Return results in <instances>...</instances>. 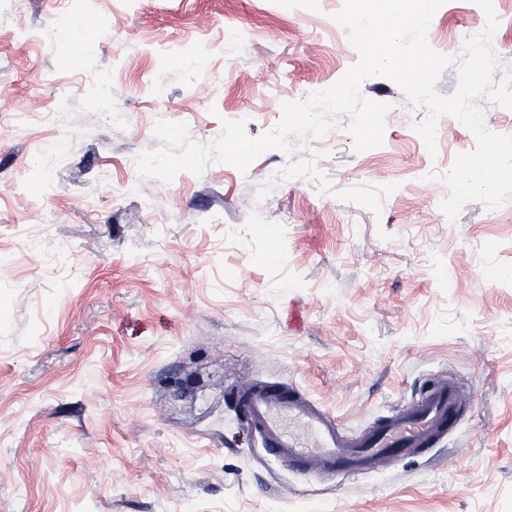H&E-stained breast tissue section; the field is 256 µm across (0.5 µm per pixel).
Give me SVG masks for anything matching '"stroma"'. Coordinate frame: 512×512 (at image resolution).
Wrapping results in <instances>:
<instances>
[{
  "label": "stroma",
  "mask_w": 512,
  "mask_h": 512,
  "mask_svg": "<svg viewBox=\"0 0 512 512\" xmlns=\"http://www.w3.org/2000/svg\"><path fill=\"white\" fill-rule=\"evenodd\" d=\"M336 0H0V512H512V199L449 221L442 175L476 141L383 77L381 146L349 116L293 155L164 182L157 120L212 145L359 60ZM495 81L512 70L496 0ZM446 0L428 43L484 29ZM240 42L226 47V28ZM122 109L115 127L107 112ZM62 142L66 152L39 161ZM285 169L288 179L273 178ZM288 383L355 432L447 381L459 427L344 486L266 465L238 417Z\"/></svg>",
  "instance_id": "1"
}]
</instances>
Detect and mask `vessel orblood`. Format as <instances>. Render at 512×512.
I'll return each mask as SVG.
<instances>
[{"label": "vessel or blood", "mask_w": 512, "mask_h": 512, "mask_svg": "<svg viewBox=\"0 0 512 512\" xmlns=\"http://www.w3.org/2000/svg\"><path fill=\"white\" fill-rule=\"evenodd\" d=\"M461 403L454 384L440 383L354 436L288 384L247 386L239 410L260 436L266 460L293 470L318 471L341 484L439 444L460 422Z\"/></svg>", "instance_id": "1"}]
</instances>
